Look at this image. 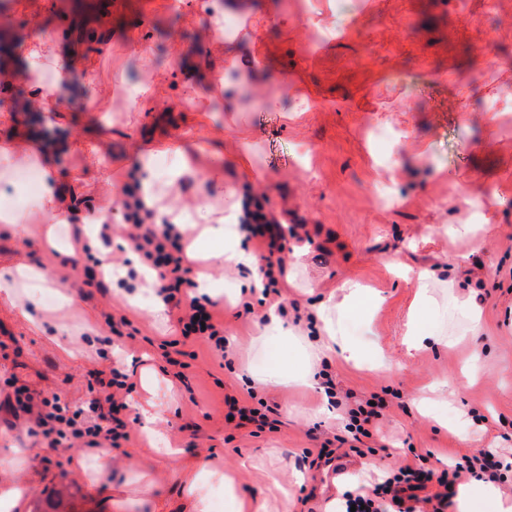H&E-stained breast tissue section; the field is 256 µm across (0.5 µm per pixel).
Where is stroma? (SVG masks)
Here are the masks:
<instances>
[{"label": "stroma", "mask_w": 512, "mask_h": 512, "mask_svg": "<svg viewBox=\"0 0 512 512\" xmlns=\"http://www.w3.org/2000/svg\"><path fill=\"white\" fill-rule=\"evenodd\" d=\"M225 4L137 0L114 10L105 0H0V69L15 74L0 83V150L46 153L81 217L52 225L13 195L21 166L0 159V208L23 218L19 229L0 227V269L26 265L73 298L65 308L44 304L25 279L16 304L0 301V460L22 461L0 470V481L31 478L42 512L55 495L74 512H113L122 485L144 470L153 485L136 512H178V464L192 457L233 472L238 495L268 512H323L328 498L418 459L437 472L483 449L512 460V0H249L224 36L216 18ZM43 40L74 73L69 88L47 97L27 81L22 51ZM141 83L151 95L134 96ZM149 155L196 169L158 203L156 222L200 206L217 220L232 200L263 193L298 225L284 252L293 279L282 285L295 342L259 347L264 306L247 294L246 314L232 299L252 272L218 259L193 263L219 292L224 355L180 339L178 310L155 318L154 290L127 275L139 257L122 205ZM212 170L233 196L205 182ZM102 221L112 226L107 245L97 238ZM460 224L473 233L456 234ZM97 259L117 269L101 290L72 269ZM421 269L433 273L438 304L422 325L452 345L405 344ZM349 282L378 299L342 315L363 361L320 363L338 395L375 394L387 405L364 441L368 454L337 449V475L312 454L343 435L342 410L322 413L317 391L261 381L306 361L301 342L315 333L306 311L341 297ZM452 294L478 311L479 333L442 312ZM22 307L41 327L21 318ZM108 314L126 316L135 339L113 336ZM174 338L177 367L162 346ZM118 361L133 385L123 413L129 439L109 450L110 472L93 485L72 461L98 449L48 448L14 389L81 408L92 371ZM251 393L276 405L274 430L225 423V397ZM158 398L156 436L174 451L161 462L140 416Z\"/></svg>", "instance_id": "35a3bbf8"}]
</instances>
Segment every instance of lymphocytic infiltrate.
Instances as JSON below:
<instances>
[{
	"instance_id": "lymphocytic-infiltrate-1",
	"label": "lymphocytic infiltrate",
	"mask_w": 512,
	"mask_h": 512,
	"mask_svg": "<svg viewBox=\"0 0 512 512\" xmlns=\"http://www.w3.org/2000/svg\"><path fill=\"white\" fill-rule=\"evenodd\" d=\"M128 219L132 226L129 238L155 275L156 294L164 304L182 309L179 317L183 337H196L223 352L224 338L215 324L213 306L202 304L189 296L195 285V272L176 225L156 227L153 210L145 207L141 198L127 202ZM239 223L248 238L258 240L263 251L259 271L265 294H278L277 269L283 268L281 255L285 238L284 225L272 211L266 209L260 197H253L242 207ZM127 376L117 369L97 371L95 395L90 402L93 420L83 419L81 411H70L58 395L33 399L28 387L15 390L17 405L32 415L41 435L49 446L74 447L83 443L90 448L120 447L128 434L119 413L127 404L118 392L126 385ZM501 462L490 451L449 465L447 470L434 472L410 464L401 466L383 483L371 490L347 495V505L362 507L363 512H447L452 505L455 487L463 476L488 482L499 477Z\"/></svg>"
}]
</instances>
